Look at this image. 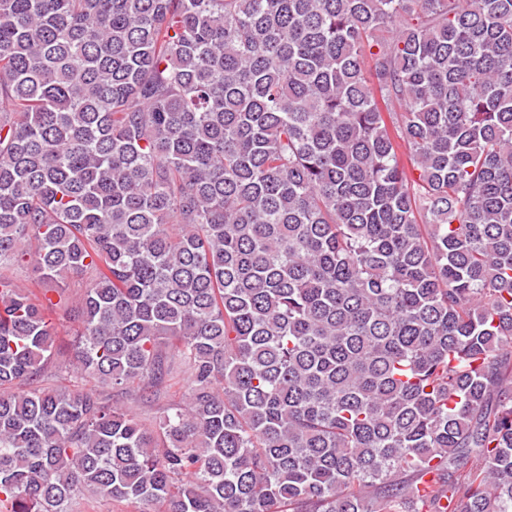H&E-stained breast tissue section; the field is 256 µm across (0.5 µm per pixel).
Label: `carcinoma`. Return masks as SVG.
<instances>
[{
	"mask_svg": "<svg viewBox=\"0 0 512 512\" xmlns=\"http://www.w3.org/2000/svg\"><path fill=\"white\" fill-rule=\"evenodd\" d=\"M83 491L512 512V0H0V512ZM18 285L31 290L36 288H64L65 301L61 306L54 307L48 314L56 327V341L53 349L52 368L48 374H54L55 367L64 366L73 361V350L70 348L72 334L78 327L77 308L80 295L83 293L84 283L78 278H67L56 283L39 284L35 283V275L32 268H24L14 273ZM177 377L175 381L177 384L171 390V395L161 398L154 403H145L135 396H127L125 402L130 407V410L146 423H150L154 417L159 416L163 408L171 401H179L183 394L187 392L189 384V373L182 366L177 368Z\"/></svg>",
	"mask_w": 512,
	"mask_h": 512,
	"instance_id": "carcinoma-1",
	"label": "carcinoma"
}]
</instances>
